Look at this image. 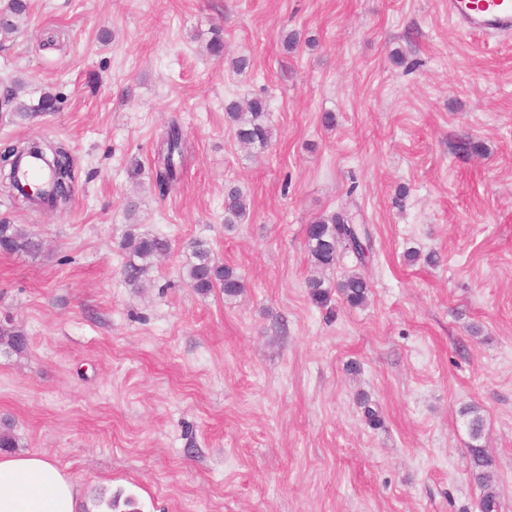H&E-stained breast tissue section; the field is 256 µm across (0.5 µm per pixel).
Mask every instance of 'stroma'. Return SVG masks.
<instances>
[{
  "instance_id": "obj_1",
  "label": "stroma",
  "mask_w": 512,
  "mask_h": 512,
  "mask_svg": "<svg viewBox=\"0 0 512 512\" xmlns=\"http://www.w3.org/2000/svg\"><path fill=\"white\" fill-rule=\"evenodd\" d=\"M14 85L29 109L0 107V148L62 142L76 181L58 208L0 189V221L43 244L0 253V319L28 338L0 350V419L86 512H476L471 408L512 512V37L459 32L447 0H32L0 40V93ZM45 95L54 111H31ZM256 96L261 153L224 120ZM174 120L188 154L162 197L150 173ZM230 183L251 199L231 230ZM338 211L373 257L322 271L321 308L305 227ZM131 224L171 244L140 288ZM199 240L242 293L189 287ZM352 272L370 286L357 308L335 291Z\"/></svg>"
}]
</instances>
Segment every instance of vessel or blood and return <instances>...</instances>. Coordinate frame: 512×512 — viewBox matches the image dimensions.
I'll return each mask as SVG.
<instances>
[{
  "mask_svg": "<svg viewBox=\"0 0 512 512\" xmlns=\"http://www.w3.org/2000/svg\"><path fill=\"white\" fill-rule=\"evenodd\" d=\"M448 19L473 35L512 34V0H448Z\"/></svg>",
  "mask_w": 512,
  "mask_h": 512,
  "instance_id": "vessel-or-blood-1",
  "label": "vessel or blood"
}]
</instances>
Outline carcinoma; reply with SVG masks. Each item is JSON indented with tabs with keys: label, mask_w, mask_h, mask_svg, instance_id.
<instances>
[{
	"label": "carcinoma",
	"mask_w": 512,
	"mask_h": 512,
	"mask_svg": "<svg viewBox=\"0 0 512 512\" xmlns=\"http://www.w3.org/2000/svg\"><path fill=\"white\" fill-rule=\"evenodd\" d=\"M30 0H8L5 9L0 10V38H7L15 33L29 16ZM267 101L260 97L250 99L242 106L236 102L225 107V119L233 127L236 138L246 146L264 149L273 138V129L266 120ZM61 161V176L64 183L53 187L61 190L63 199L70 201L74 184L73 158L61 144L52 143ZM186 146L183 134L177 122L170 125L163 149L158 153L154 164L153 182L162 196L167 195L179 181L182 174ZM250 208L247 193L239 186H229L224 193V224L228 229L234 228L246 217ZM306 244L313 265L318 269L331 268L336 265L339 247L353 243L352 251L359 258H364L369 250L371 233L369 228L354 224L352 220L339 213L320 216L305 227ZM0 243L8 254L36 256L40 254L42 243L19 224L0 223ZM120 247L128 255L124 267L125 278L136 285L152 261L165 255L170 249V242L165 237L147 236L137 232L134 224L128 225ZM188 284L200 294H208L220 289L226 296H235L244 288L241 277L231 268L218 264L212 255L210 246L204 241L193 245L191 258L186 265ZM309 296L319 307L330 301L329 292L324 282L316 277L306 281ZM338 292L350 307L363 305L368 296L369 285L358 274H351L338 284ZM5 346L14 352H22L27 346L24 330L7 320L0 323V347ZM484 430L483 417L473 413L469 420V432L472 443L468 453L474 469L472 477L483 493L478 502L479 512H499V496L493 487V469L495 460L483 445L479 444Z\"/></svg>",
	"instance_id": "cac0c4a2"
}]
</instances>
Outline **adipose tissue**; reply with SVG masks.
I'll list each match as a JSON object with an SVG mask.
<instances>
[{
	"instance_id": "adipose-tissue-1",
	"label": "adipose tissue",
	"mask_w": 512,
	"mask_h": 512,
	"mask_svg": "<svg viewBox=\"0 0 512 512\" xmlns=\"http://www.w3.org/2000/svg\"><path fill=\"white\" fill-rule=\"evenodd\" d=\"M0 512H78V488L45 455L0 454Z\"/></svg>"
}]
</instances>
